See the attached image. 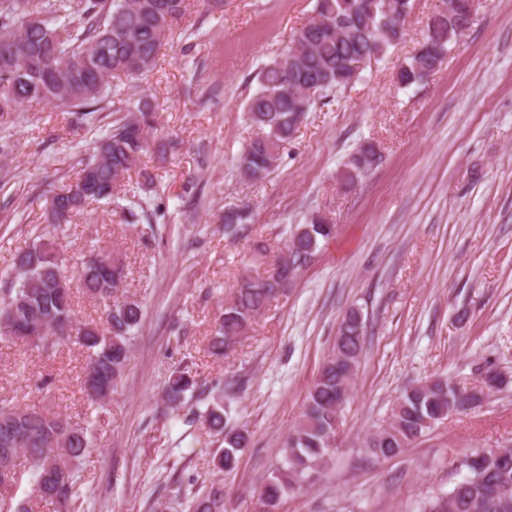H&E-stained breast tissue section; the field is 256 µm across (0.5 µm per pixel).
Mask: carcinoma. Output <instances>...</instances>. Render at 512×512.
I'll use <instances>...</instances> for the list:
<instances>
[{
  "label": "carcinoma",
  "mask_w": 512,
  "mask_h": 512,
  "mask_svg": "<svg viewBox=\"0 0 512 512\" xmlns=\"http://www.w3.org/2000/svg\"><path fill=\"white\" fill-rule=\"evenodd\" d=\"M188 0H0V118L38 101L66 109L70 124L79 125L104 109L111 84L142 76L156 66L168 43L172 24L186 14ZM412 0H316L314 17L295 34L287 56L266 65L259 88L246 105L249 124L258 130L238 157L237 168L248 180L261 182L277 168L281 153L294 139L302 117L322 94L345 90L362 78L372 61L384 57L404 36V21ZM466 23L464 13L438 9L429 18L423 43L398 66L395 83L409 88L428 77L458 41ZM317 94L304 97L302 90ZM126 115L116 120L99 141L97 152L79 177L46 200L50 230L36 236L16 257L15 275L0 289V342L33 346L45 351L76 340L85 355L82 389L93 405L112 395L129 360L133 331L141 304L125 294L123 261L106 264L91 249L76 274L64 268L53 232L94 204L115 205L126 176L146 150L154 130L155 112L146 99L126 103ZM377 145L365 141L349 156L343 178L353 182L377 164ZM249 223L246 210L224 213V224L236 232ZM329 217L311 214L298 226L280 269L239 278L225 305L209 352L222 358L226 348L243 335L273 301L284 294L298 271L331 237ZM106 303V325L79 323L74 317L76 293ZM365 321L358 308L344 315L333 357L321 368L308 392L302 420L289 436L285 458L259 490L264 510L277 509L289 492L314 479V473L334 452L336 414L347 400V386L363 352ZM197 389L192 371L173 372L162 391L163 408L173 413L188 405ZM465 408L455 384L437 380L405 389L398 397L388 426L369 442L381 457L401 453L429 426ZM210 427L224 436L215 466L231 472L237 453L247 446L242 429H226L224 408L215 402L207 411ZM93 422H79L47 407L21 410L0 400V447L10 446L11 468L19 459L35 498L15 502L12 483L0 480V512H36L50 502L70 512L77 500L75 464L92 447ZM492 466L464 464L468 493H448L426 512H490L484 492L497 494L500 512H512V447L499 448ZM192 512H225L224 485L214 482L193 499Z\"/></svg>",
  "instance_id": "carcinoma-1"
}]
</instances>
